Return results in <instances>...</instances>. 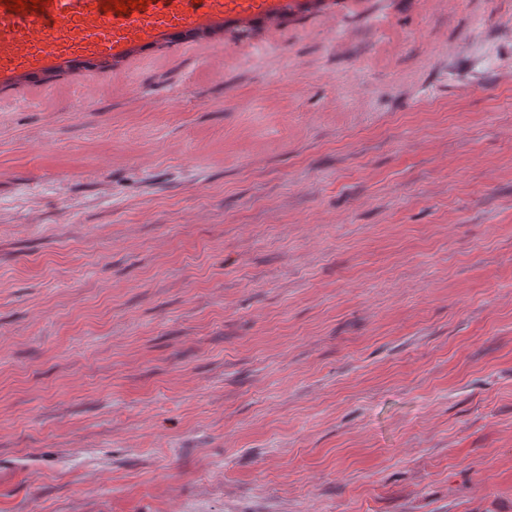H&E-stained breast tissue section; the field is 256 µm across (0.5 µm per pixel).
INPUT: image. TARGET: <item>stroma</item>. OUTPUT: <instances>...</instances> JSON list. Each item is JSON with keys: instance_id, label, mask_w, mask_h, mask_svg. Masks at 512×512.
Masks as SVG:
<instances>
[{"instance_id": "stroma-1", "label": "stroma", "mask_w": 512, "mask_h": 512, "mask_svg": "<svg viewBox=\"0 0 512 512\" xmlns=\"http://www.w3.org/2000/svg\"><path fill=\"white\" fill-rule=\"evenodd\" d=\"M0 512H512V0L0 85Z\"/></svg>"}]
</instances>
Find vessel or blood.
I'll use <instances>...</instances> for the list:
<instances>
[{"instance_id":"obj_1","label":"vessel or blood","mask_w":512,"mask_h":512,"mask_svg":"<svg viewBox=\"0 0 512 512\" xmlns=\"http://www.w3.org/2000/svg\"><path fill=\"white\" fill-rule=\"evenodd\" d=\"M106 0H41L40 8L13 11L0 0V83L32 74L60 59L123 58L131 47L214 23L236 33L288 19L297 0H145L121 13Z\"/></svg>"}]
</instances>
